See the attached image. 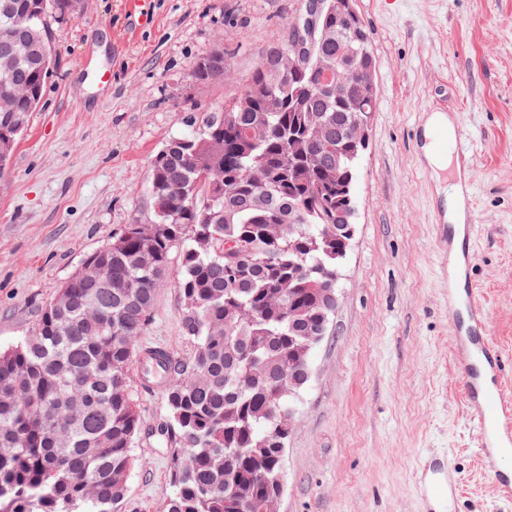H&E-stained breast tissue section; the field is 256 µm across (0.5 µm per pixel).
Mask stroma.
<instances>
[{"instance_id":"35a3bbf8","label":"stroma","mask_w":512,"mask_h":512,"mask_svg":"<svg viewBox=\"0 0 512 512\" xmlns=\"http://www.w3.org/2000/svg\"><path fill=\"white\" fill-rule=\"evenodd\" d=\"M302 0H87L50 19L56 62L45 95L0 179V348L36 323L86 256L132 218H153L149 174L171 137L218 111L264 54L282 44ZM375 57L370 143L354 182L355 236L328 340L297 401L280 512H435L425 472L461 479L455 512H512L479 471L454 367L460 329L448 315V241L436 179L422 156L432 113L470 134L467 221L487 337L512 359V0H354ZM112 72L99 84L84 64ZM223 51L224 76L193 68ZM175 358L182 333L176 276L156 290L140 337ZM141 433L121 512H166L170 450L151 431L162 388H139Z\"/></svg>"}]
</instances>
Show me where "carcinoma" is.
<instances>
[{
	"instance_id": "carcinoma-1",
	"label": "carcinoma",
	"mask_w": 512,
	"mask_h": 512,
	"mask_svg": "<svg viewBox=\"0 0 512 512\" xmlns=\"http://www.w3.org/2000/svg\"><path fill=\"white\" fill-rule=\"evenodd\" d=\"M16 7L50 54L0 69V121L27 124L55 63L49 14L65 20L84 3L0 0V32ZM282 48L202 128L158 151L153 222L133 219L86 258L104 278L72 275L31 332L0 351V512H120L141 430L135 361L142 384L165 392L157 435L172 446L168 512H240L250 502L276 512L286 445L278 434L288 433L302 392L289 375L309 354L300 318L321 306L313 285L336 288L325 202L305 201L307 187L355 175L361 153L350 126L375 110L363 88H317L341 57L353 61L343 77L358 84V64L373 56L362 20L319 45L312 67L295 69ZM223 70L218 50L197 61L194 78ZM176 249L188 361L139 344Z\"/></svg>"
}]
</instances>
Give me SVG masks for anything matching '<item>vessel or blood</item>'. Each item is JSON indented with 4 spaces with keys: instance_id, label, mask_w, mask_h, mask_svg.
I'll list each match as a JSON object with an SVG mask.
<instances>
[{
    "instance_id": "vessel-or-blood-1",
    "label": "vessel or blood",
    "mask_w": 512,
    "mask_h": 512,
    "mask_svg": "<svg viewBox=\"0 0 512 512\" xmlns=\"http://www.w3.org/2000/svg\"><path fill=\"white\" fill-rule=\"evenodd\" d=\"M467 134L463 127L447 130L433 127L428 140L443 154L462 157ZM466 313L465 336L459 337L456 372L465 393L481 460L501 496L512 495V475L502 470V451L512 447V390L503 383L504 359L493 344L478 341L486 330L485 310L475 289H465L460 301ZM431 492L445 504H454L458 477L448 464L430 467L427 477Z\"/></svg>"
}]
</instances>
